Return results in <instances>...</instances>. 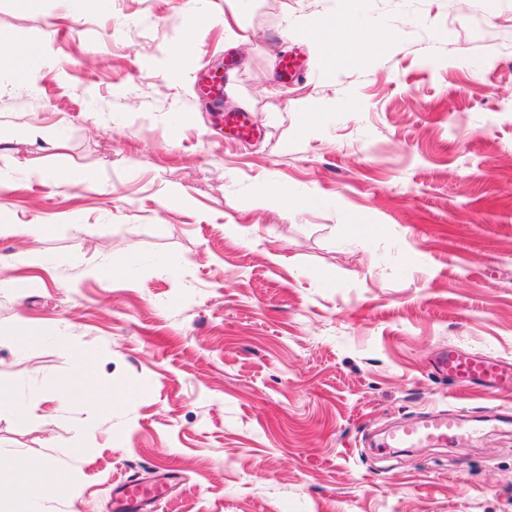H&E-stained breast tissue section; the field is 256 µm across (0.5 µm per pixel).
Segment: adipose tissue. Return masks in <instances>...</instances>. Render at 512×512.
I'll use <instances>...</instances> for the list:
<instances>
[{
  "label": "adipose tissue",
  "mask_w": 512,
  "mask_h": 512,
  "mask_svg": "<svg viewBox=\"0 0 512 512\" xmlns=\"http://www.w3.org/2000/svg\"><path fill=\"white\" fill-rule=\"evenodd\" d=\"M340 16V22L334 24L316 19L307 22L320 44L328 46L333 53L351 49L367 52L381 43V34L372 30L361 15L360 0H342ZM5 42L11 44L12 51L8 57L0 56V66L10 68L14 82L32 84L39 72L52 68L54 56L48 39L17 41L0 33V44ZM14 470L13 485H0V501L18 497L26 503V512H38L45 489L57 483V474L47 463L26 457L17 459Z\"/></svg>",
  "instance_id": "1"
}]
</instances>
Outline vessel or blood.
<instances>
[{
    "mask_svg": "<svg viewBox=\"0 0 512 512\" xmlns=\"http://www.w3.org/2000/svg\"><path fill=\"white\" fill-rule=\"evenodd\" d=\"M224 128L228 134L243 140L255 138L259 127L246 115L226 114ZM438 367L449 378L463 386L478 384L486 388L512 387V366L501 360H490L480 355L466 354L451 348L443 352ZM466 420L447 415H436L411 421L389 435L393 448H425L428 445L461 438ZM117 512H150L155 502L151 490L137 491L131 482L122 481L114 488Z\"/></svg>",
    "mask_w": 512,
    "mask_h": 512,
    "instance_id": "vessel-or-blood-1",
    "label": "vessel or blood"
}]
</instances>
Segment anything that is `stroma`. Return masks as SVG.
<instances>
[{
	"label": "stroma",
	"mask_w": 512,
	"mask_h": 512,
	"mask_svg": "<svg viewBox=\"0 0 512 512\" xmlns=\"http://www.w3.org/2000/svg\"><path fill=\"white\" fill-rule=\"evenodd\" d=\"M339 9L0 0V32L58 53L32 89L0 69V216L53 227L0 234V399L36 408L0 410V481L48 463L66 485L40 512H113V482L170 472L155 512H512V398L435 369L451 347L512 362V0H365L390 41L316 57L301 21ZM187 27L176 83L159 59ZM233 54L246 141L196 84ZM62 168L101 182L61 188ZM115 252L132 278L98 274ZM88 354L129 394L111 412L57 399ZM448 412L481 436L386 447ZM224 128L228 134L243 140L255 138L260 128L246 115L235 112L224 116Z\"/></svg>",
	"instance_id": "stroma-1"
}]
</instances>
